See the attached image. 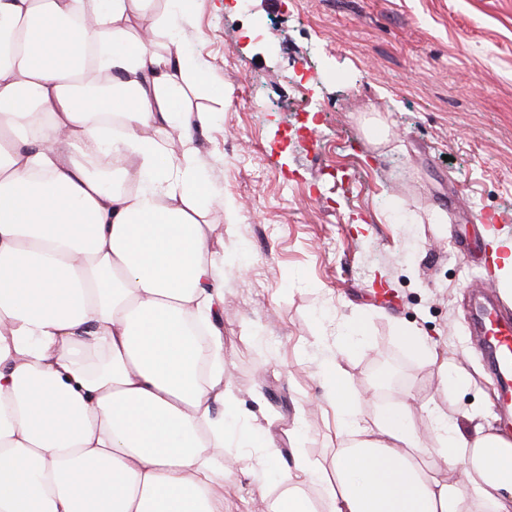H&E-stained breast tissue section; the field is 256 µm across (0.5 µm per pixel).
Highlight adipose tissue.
Returning <instances> with one entry per match:
<instances>
[{"mask_svg": "<svg viewBox=\"0 0 512 512\" xmlns=\"http://www.w3.org/2000/svg\"><path fill=\"white\" fill-rule=\"evenodd\" d=\"M190 13L0 0V512H224L226 473L281 456L224 381ZM322 374L335 451L295 450L266 512H512V435L439 414L425 443L405 403L366 421Z\"/></svg>", "mask_w": 512, "mask_h": 512, "instance_id": "ef3b65f1", "label": "adipose tissue"}]
</instances>
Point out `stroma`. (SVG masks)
Wrapping results in <instances>:
<instances>
[{
    "label": "stroma",
    "mask_w": 512,
    "mask_h": 512,
    "mask_svg": "<svg viewBox=\"0 0 512 512\" xmlns=\"http://www.w3.org/2000/svg\"><path fill=\"white\" fill-rule=\"evenodd\" d=\"M184 32L203 67L192 107L212 115L203 173L237 204L208 213L224 252V378L283 464L336 447L332 356L364 419L404 399L419 423L499 422L498 381L469 332L473 286L496 297L498 281L458 252L512 238V0H194ZM358 316L360 344L339 350V324ZM400 325L447 371L405 349ZM380 357L395 382L375 380ZM450 375L463 379L453 395ZM276 476H227L224 512H262Z\"/></svg>",
    "instance_id": "35a3bbf8"
}]
</instances>
